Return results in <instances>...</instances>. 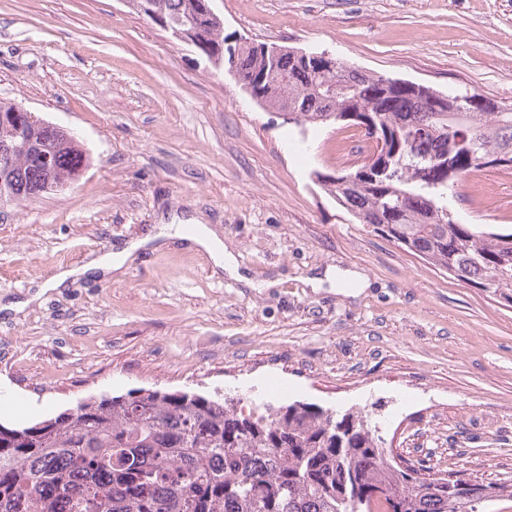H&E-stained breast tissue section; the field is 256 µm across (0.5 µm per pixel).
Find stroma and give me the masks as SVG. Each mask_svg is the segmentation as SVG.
<instances>
[{
    "label": "stroma",
    "mask_w": 512,
    "mask_h": 512,
    "mask_svg": "<svg viewBox=\"0 0 512 512\" xmlns=\"http://www.w3.org/2000/svg\"><path fill=\"white\" fill-rule=\"evenodd\" d=\"M231 41L327 50L360 70L512 104V0H215ZM0 101L89 153L54 195L0 221V424L137 390L240 397L285 389L378 422L432 474L512 483V305L358 223L317 174L354 168L358 126L300 133L127 0H0ZM462 224L512 226V169L460 181ZM178 238L110 276L39 291L173 218ZM361 274L367 287L346 283ZM181 222H184V224H169L177 226L175 233L176 237L184 239L196 248L207 252L212 258L216 268L224 271L226 270L230 274L239 277L240 273L234 259L231 255L225 254L224 243H222L220 238L208 226H206V224H200L192 218ZM185 224H196L194 232L189 236L181 232V227Z\"/></svg>",
    "instance_id": "stroma-1"
}]
</instances>
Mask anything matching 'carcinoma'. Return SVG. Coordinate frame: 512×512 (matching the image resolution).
I'll return each mask as SVG.
<instances>
[{
	"label": "carcinoma",
	"instance_id": "cac0c4a2",
	"mask_svg": "<svg viewBox=\"0 0 512 512\" xmlns=\"http://www.w3.org/2000/svg\"><path fill=\"white\" fill-rule=\"evenodd\" d=\"M203 0H129L139 13L195 19L201 56L221 51L255 82V102L295 109L301 132L343 117L371 121L378 157L319 182L370 224L448 274L512 303V230L460 224L448 190L512 155V108L472 104L478 93L423 92L336 59L295 54L271 71L265 43L227 44ZM88 161L67 130L0 102V206L60 192ZM387 494L377 512H477L512 498V483L426 476L398 463L361 415L337 420L311 404L245 416L222 398L152 391L87 400L43 427L0 424V512H351Z\"/></svg>",
	"mask_w": 512,
	"mask_h": 512
}]
</instances>
